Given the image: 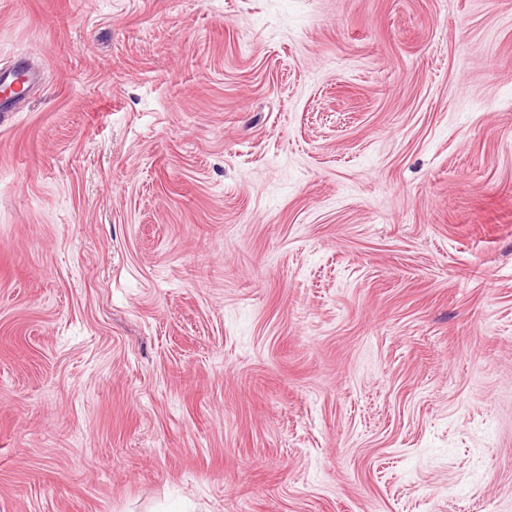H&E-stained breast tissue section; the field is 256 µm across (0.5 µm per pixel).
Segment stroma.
<instances>
[{"instance_id": "stroma-1", "label": "stroma", "mask_w": 512, "mask_h": 512, "mask_svg": "<svg viewBox=\"0 0 512 512\" xmlns=\"http://www.w3.org/2000/svg\"><path fill=\"white\" fill-rule=\"evenodd\" d=\"M0 512H512V0H0ZM36 79L27 60L22 59L9 71L0 73V112H14Z\"/></svg>"}]
</instances>
